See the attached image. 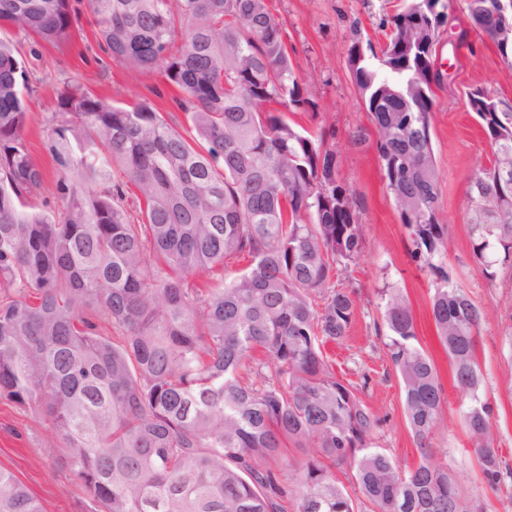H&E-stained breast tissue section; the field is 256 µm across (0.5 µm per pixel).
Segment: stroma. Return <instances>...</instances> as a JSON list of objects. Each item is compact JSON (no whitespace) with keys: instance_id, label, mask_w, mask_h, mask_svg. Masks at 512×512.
Listing matches in <instances>:
<instances>
[{"instance_id":"stroma-1","label":"stroma","mask_w":512,"mask_h":512,"mask_svg":"<svg viewBox=\"0 0 512 512\" xmlns=\"http://www.w3.org/2000/svg\"><path fill=\"white\" fill-rule=\"evenodd\" d=\"M408 2L269 0L296 73L318 92L316 107L285 113L284 118L312 134L324 135L356 196L363 228L361 256L336 277L337 287L357 292V315L347 339L326 342L322 351L337 378L356 386L357 397L378 418L374 446L400 464L417 462L420 449L404 415L401 385L385 353L378 306L382 289H399L412 307L418 342L433 360L447 398L448 427L434 435V451L447 458L453 475L466 492L479 497L485 512H512V480L488 484L471 447L462 419L464 399L454 385L450 360L432 317L435 277L411 256V236L386 188L374 127L349 65L355 39L380 48L390 32L391 16ZM72 3L78 22L68 43H37L0 27V39L15 46L29 73L25 136L44 178L40 195L31 202L34 213H55L64 205L56 191L58 165L48 150L47 137L54 104L68 83L80 84L115 107L148 101L180 132L189 130L176 104L181 91L168 84L160 71L128 69L114 62L99 45V27L85 0ZM434 60L440 71L450 74L435 90L431 118L441 174L437 218L447 226L452 241L441 263L453 283L485 313L477 334L476 362L493 407L500 458L512 468V266H499L495 279L487 280L473 256L466 222L470 178L493 159L469 94L482 89L492 97L512 100V64L502 59L496 45L473 23L468 0H451ZM50 435L47 416L0 399V468L27 486L43 512H92L81 485L67 469L64 454L47 448Z\"/></svg>"}]
</instances>
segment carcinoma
<instances>
[{"label": "carcinoma", "instance_id": "1", "mask_svg": "<svg viewBox=\"0 0 512 512\" xmlns=\"http://www.w3.org/2000/svg\"><path fill=\"white\" fill-rule=\"evenodd\" d=\"M105 51L157 68L184 94L186 137L150 104L114 107L68 85L49 137L66 200L25 211L43 185L25 137L29 80L0 40V397L43 412L98 512H359L332 468L347 464L371 512H483L430 450L448 425L445 393L417 342L412 308L380 292L384 347L421 448L400 467L372 446L378 419L339 379L320 345L347 336L355 291L338 264L363 249L357 203L322 136L282 118L316 105L295 75L267 0H86ZM495 0H469L492 36ZM423 0L391 18L388 41ZM0 23L50 43L70 40L71 0H0ZM180 46H175V43ZM350 63L375 126L387 190L415 261L436 281L432 316L468 405L464 427L486 482L503 478L492 405L481 397L476 332L485 318L433 263L452 246L438 222L430 59ZM477 90L472 111L494 155L470 179L473 255L493 280L512 262V111ZM123 167L138 191L132 223ZM100 183L105 189L96 191ZM249 260L228 283L227 264ZM305 451L292 464L288 444ZM0 512H43L0 469Z\"/></svg>", "mask_w": 512, "mask_h": 512}]
</instances>
